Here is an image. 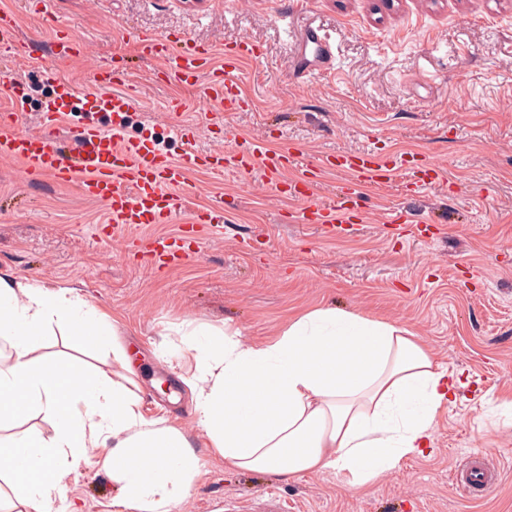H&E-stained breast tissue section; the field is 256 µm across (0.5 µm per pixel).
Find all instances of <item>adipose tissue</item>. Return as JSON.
Instances as JSON below:
<instances>
[{
  "mask_svg": "<svg viewBox=\"0 0 512 512\" xmlns=\"http://www.w3.org/2000/svg\"><path fill=\"white\" fill-rule=\"evenodd\" d=\"M111 347L117 372L43 352L52 329ZM184 380L205 445L225 468L277 478L340 475L362 489L432 443L454 396L447 368L405 325L337 308L289 320L274 338L235 331L195 342ZM51 423L48 437L9 442L0 512H78L60 484L104 449L121 486V512H171L202 474L180 426L145 418L114 322L75 295L0 274V429L25 417Z\"/></svg>",
  "mask_w": 512,
  "mask_h": 512,
  "instance_id": "1",
  "label": "adipose tissue"
}]
</instances>
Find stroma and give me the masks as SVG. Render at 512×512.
<instances>
[{"label":"stroma","mask_w":512,"mask_h":512,"mask_svg":"<svg viewBox=\"0 0 512 512\" xmlns=\"http://www.w3.org/2000/svg\"><path fill=\"white\" fill-rule=\"evenodd\" d=\"M19 23L0 51V78L23 82L27 131L41 128L53 93L47 71L91 88L124 60L138 87L123 136L146 135L179 157L190 125L201 152L225 148L199 91L159 82L156 61L135 55L157 33L221 52L249 38L261 48L240 73L254 101L225 123L268 148L304 160L372 150L443 171L416 188L411 175L365 189L362 223L326 231L286 221L297 205L261 170L188 177L187 202L171 224L115 228L102 203L53 177L0 159V272L75 288L118 323L145 417L164 416L190 441L199 429L181 377L194 328L228 325L242 340L274 337L288 319L336 307L405 324L460 379L434 441L367 489L334 473L292 480L225 469L199 449L202 475L172 512H254L276 495L288 512H512V0H0ZM330 37L334 64L311 80L293 59L307 28ZM81 35L84 56L51 52L55 31ZM179 96L183 107L168 111ZM224 208L222 227L197 226L198 249L175 265L148 266L140 252L180 241L202 207ZM408 216L386 223L387 210ZM428 230L419 233L416 221ZM483 453L497 475L462 489L453 476ZM104 451L61 483L80 512H114L119 493Z\"/></svg>","instance_id":"35a3bbf8"}]
</instances>
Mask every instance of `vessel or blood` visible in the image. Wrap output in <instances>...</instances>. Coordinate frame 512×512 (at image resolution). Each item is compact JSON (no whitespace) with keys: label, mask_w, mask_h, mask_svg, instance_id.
Listing matches in <instances>:
<instances>
[{"label":"vessel or blood","mask_w":512,"mask_h":512,"mask_svg":"<svg viewBox=\"0 0 512 512\" xmlns=\"http://www.w3.org/2000/svg\"><path fill=\"white\" fill-rule=\"evenodd\" d=\"M141 55L157 60L158 73L175 87L201 86L205 102H216L230 111L251 107L235 76L249 56L247 42L225 48L221 59L179 45L167 36L139 38ZM332 61V46L316 29L305 30L299 40L295 67L300 77L319 74ZM54 93L43 106L44 126L40 131L20 130L21 114L0 119V158L19 162L32 176L49 175L77 184L81 194L106 204L111 224L148 225L172 223L183 206L181 192L191 172L205 167L217 171H245L262 164L274 176L290 174L292 198L305 202L304 216L314 224H348L356 216L364 188L384 183L393 172L390 162L369 151L344 153L318 163L303 161L299 154L280 148L266 149L234 136L230 149L209 155L186 147L175 159L158 153L150 138L121 135L125 117L137 102V94L126 70L103 72L91 91H78L64 75H48ZM80 112L84 123L74 129L75 149L65 150L56 130L71 113ZM107 112L111 128L98 125L96 117ZM349 173L333 203L316 204L313 189L330 171Z\"/></svg>","instance_id":"1"}]
</instances>
